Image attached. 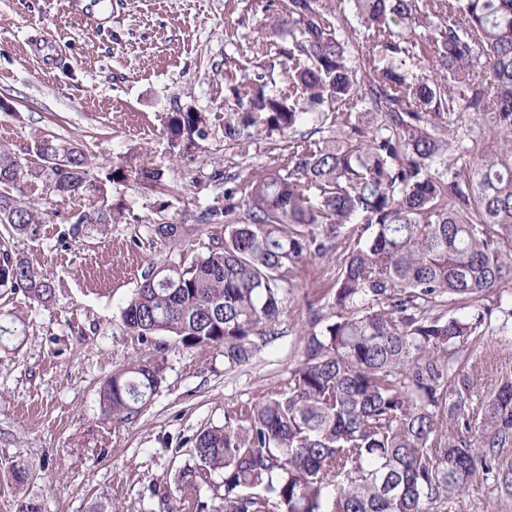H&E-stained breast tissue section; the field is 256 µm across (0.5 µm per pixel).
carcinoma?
Here are the masks:
<instances>
[{"label":"carcinoma","mask_w":512,"mask_h":512,"mask_svg":"<svg viewBox=\"0 0 512 512\" xmlns=\"http://www.w3.org/2000/svg\"><path fill=\"white\" fill-rule=\"evenodd\" d=\"M262 71L229 78L224 140L311 129L265 171L213 172L223 200L147 225L162 250L122 309L138 337L248 365L283 334L298 271L336 260L307 305L283 385L199 431L176 489L184 512H458L473 484L512 501V360L474 352L512 337V0H286ZM288 83L277 86L275 70ZM496 145L471 137L474 117ZM340 134L324 135V129ZM171 146L210 135L205 112L168 119ZM35 167L0 145V224L20 236L47 211L10 190L45 182L66 201L99 177L51 134ZM119 161L109 182L159 185ZM101 207L68 218L118 224ZM201 251H195L196 246ZM0 288L37 302L51 281L0 241ZM495 298V308L484 304ZM167 342L109 377L104 413L135 419L165 382Z\"/></svg>","instance_id":"carcinoma-1"}]
</instances>
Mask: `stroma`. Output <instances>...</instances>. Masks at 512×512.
Returning a JSON list of instances; mask_svg holds the SVG:
<instances>
[{"label": "stroma", "mask_w": 512, "mask_h": 512, "mask_svg": "<svg viewBox=\"0 0 512 512\" xmlns=\"http://www.w3.org/2000/svg\"><path fill=\"white\" fill-rule=\"evenodd\" d=\"M85 0H0V143L34 161L32 140L51 133L79 143L101 176L118 158L165 172L166 191L127 180L106 183L120 223L88 225L68 238L77 198L53 206L45 223L16 243L41 277L55 284L46 303L0 288V315L16 316V334L0 342V512L21 499L42 512H179L175 475L197 431L225 422L238 402L271 393L299 358L305 302L322 301L331 263L314 262L297 278L300 297L284 315L286 332L234 372L208 350L169 349L161 392L131 422L117 425L99 403L113 372L144 354L147 343L123 324L142 266L156 251L147 224L181 223L185 211L214 203L215 170L261 172L286 152L290 136L251 132L224 139L226 69L248 76L270 41L252 0H112L94 24ZM54 40L56 53L40 48ZM208 113L212 130L199 148L171 149L168 119L185 109ZM31 476L14 483L12 461Z\"/></svg>", "instance_id": "35a3bbf8"}]
</instances>
